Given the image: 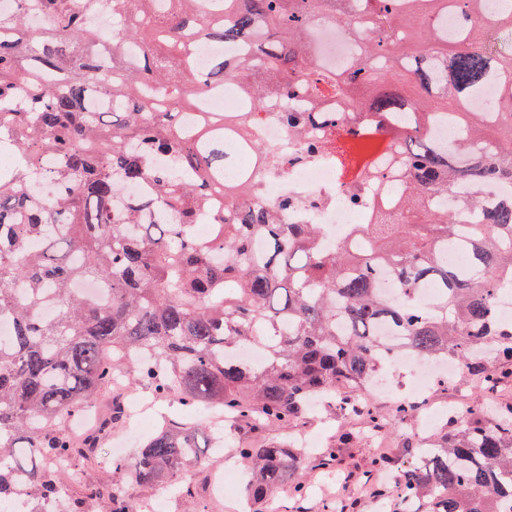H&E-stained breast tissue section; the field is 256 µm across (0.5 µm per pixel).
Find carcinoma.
<instances>
[{
	"instance_id": "cac0c4a2",
	"label": "carcinoma",
	"mask_w": 512,
	"mask_h": 512,
	"mask_svg": "<svg viewBox=\"0 0 512 512\" xmlns=\"http://www.w3.org/2000/svg\"><path fill=\"white\" fill-rule=\"evenodd\" d=\"M486 0H107L112 51H99L90 11L98 0H18L0 14V126L16 129L0 151L20 156L0 180V512L19 496L41 503L63 496L60 512H137L126 486H171L193 495L213 428L169 422L136 445L131 461L112 460V478L71 482L54 459L98 461L126 419L123 383L147 386L189 410L221 407L238 421L288 424L310 400L331 395L349 406L371 380L405 355L450 358L488 387L512 376V320L498 300L512 295V196L486 204V186L512 183V51L488 47L489 28L512 32V8L489 15ZM49 21L25 27L28 8ZM452 17L455 26H441ZM328 20L361 43L350 72L322 68L312 27ZM212 42L250 44L230 64L212 59L193 71V50ZM242 86L248 106L231 119L180 118L203 98ZM112 110L85 105L89 86ZM494 89L486 106L485 89ZM291 131L328 126L308 153L332 155L349 179L351 200L380 182L370 156L374 136L394 140L401 180L389 217L360 225L357 238L326 249L319 224H284L278 206L251 199V171L269 149L248 129L267 101ZM331 99L343 111L296 103ZM457 126L450 146L431 134ZM238 144L236 151L226 141ZM56 159L42 168L45 156ZM55 195L26 188L38 170ZM125 185L151 193L119 215ZM65 217L68 223L61 224ZM211 225L200 239L195 225ZM466 263H448V252ZM389 277L400 296L388 298ZM101 283L105 299L77 285ZM56 308L42 317L45 301ZM112 393L81 439L59 423ZM413 411L385 416L368 408L380 432ZM454 428L421 444V466L375 489L388 512H498L512 500V411L489 421L470 408ZM250 512L272 493H306L314 456L296 443L242 444Z\"/></svg>"
}]
</instances>
